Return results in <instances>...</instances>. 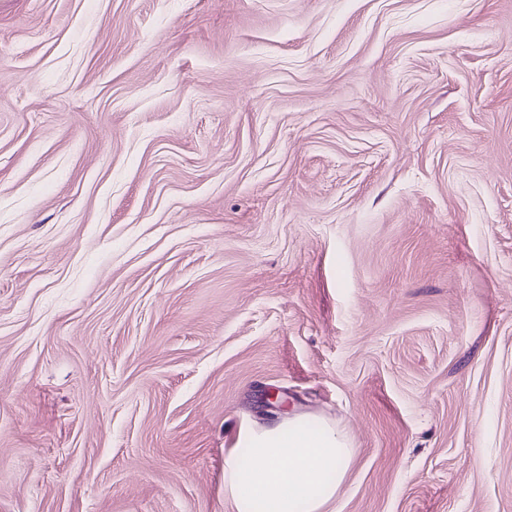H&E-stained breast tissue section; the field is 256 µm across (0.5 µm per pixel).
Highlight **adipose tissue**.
Segmentation results:
<instances>
[{
  "label": "adipose tissue",
  "mask_w": 512,
  "mask_h": 512,
  "mask_svg": "<svg viewBox=\"0 0 512 512\" xmlns=\"http://www.w3.org/2000/svg\"><path fill=\"white\" fill-rule=\"evenodd\" d=\"M239 445L250 451L248 478L239 474L238 450L224 458V493L237 512H252L260 499L269 503V512H327L353 457L335 426L310 424L297 414L244 430Z\"/></svg>",
  "instance_id": "obj_1"
}]
</instances>
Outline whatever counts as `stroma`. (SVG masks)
<instances>
[{
	"label": "stroma",
	"mask_w": 512,
	"mask_h": 512,
	"mask_svg": "<svg viewBox=\"0 0 512 512\" xmlns=\"http://www.w3.org/2000/svg\"><path fill=\"white\" fill-rule=\"evenodd\" d=\"M267 388L512 512V0H0V512H236Z\"/></svg>",
	"instance_id": "stroma-1"
}]
</instances>
